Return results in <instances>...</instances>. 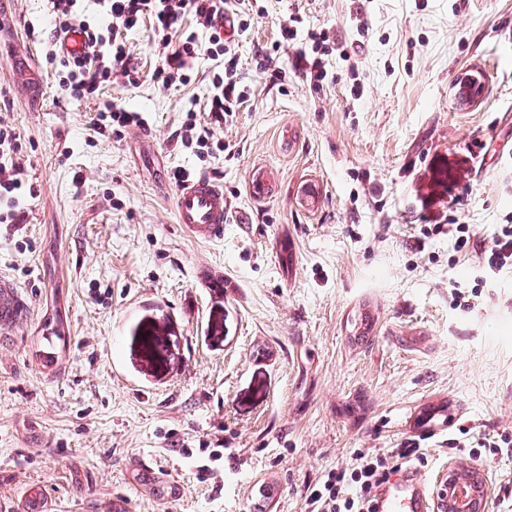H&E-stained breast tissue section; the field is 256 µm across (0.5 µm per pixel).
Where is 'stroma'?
<instances>
[{
	"label": "stroma",
	"instance_id": "1",
	"mask_svg": "<svg viewBox=\"0 0 512 512\" xmlns=\"http://www.w3.org/2000/svg\"><path fill=\"white\" fill-rule=\"evenodd\" d=\"M252 5L248 94L202 161L173 135L190 108L213 125L223 59L162 87L146 19L128 36L139 84L77 102L45 60L44 0H0V119L33 189L0 223V276L28 304L0 333V512H26L37 483L48 512H305L326 469L411 438L427 492L473 467L486 512H512V447H472L512 436V271L480 261L512 220V0ZM294 12L333 44L323 86L290 47L283 79L258 65ZM26 53L36 104L7 61ZM470 80L483 91L464 104ZM104 100L147 127L96 132ZM177 168L223 186L222 239L182 232ZM455 220L472 227L462 247ZM198 448L225 450L222 492L199 480Z\"/></svg>",
	"mask_w": 512,
	"mask_h": 512
}]
</instances>
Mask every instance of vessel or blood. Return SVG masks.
I'll list each match as a JSON object with an SVG mask.
<instances>
[{"label": "vessel or blood", "instance_id": "b4317fda", "mask_svg": "<svg viewBox=\"0 0 512 512\" xmlns=\"http://www.w3.org/2000/svg\"><path fill=\"white\" fill-rule=\"evenodd\" d=\"M11 66L23 83L29 102L41 95L39 81L29 58L15 57ZM230 201L224 189L210 178L198 176L181 183L175 196V216L182 230L198 240H215L224 234ZM25 303L13 284L0 279V330L10 329L20 320ZM416 468H408L405 484L383 490L374 503L376 512H424L426 502L414 491Z\"/></svg>", "mask_w": 512, "mask_h": 512}]
</instances>
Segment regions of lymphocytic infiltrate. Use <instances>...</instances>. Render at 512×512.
I'll return each instance as SVG.
<instances>
[{"label":"lymphocytic infiltrate","instance_id":"f902f5d3","mask_svg":"<svg viewBox=\"0 0 512 512\" xmlns=\"http://www.w3.org/2000/svg\"><path fill=\"white\" fill-rule=\"evenodd\" d=\"M78 0H49L55 33L83 31L94 57L96 70H88L85 57H68L62 62L58 86L76 101L96 98L112 78L123 77L134 86L140 72L133 64L126 43L128 32L137 29L144 18L152 20V38L160 61L152 78L168 86L190 82L196 59L207 55L223 58V72L214 74L210 86V111L216 120L233 116L246 93L238 78L239 56L234 43L224 37V22L232 20L233 31L244 36L248 29L232 0H96L103 9L106 24L94 25L83 18ZM193 15L197 28L182 25L185 15ZM7 150L9 162L0 164V223L15 220V209L24 192L21 167L16 160L22 152L21 136L14 128L0 123V150ZM419 448L399 452L360 449L350 470L331 469L306 487L307 512H374L373 503L380 488L389 483L402 463L421 460Z\"/></svg>","mask_w":512,"mask_h":512}]
</instances>
